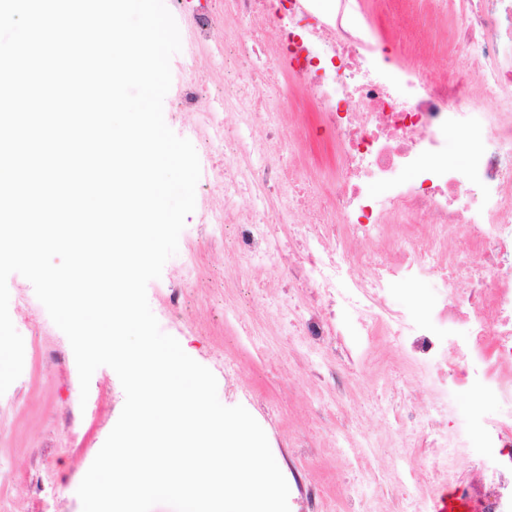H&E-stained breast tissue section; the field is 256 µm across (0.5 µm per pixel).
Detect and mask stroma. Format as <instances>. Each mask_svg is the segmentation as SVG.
<instances>
[{"label":"stroma","mask_w":512,"mask_h":512,"mask_svg":"<svg viewBox=\"0 0 512 512\" xmlns=\"http://www.w3.org/2000/svg\"><path fill=\"white\" fill-rule=\"evenodd\" d=\"M225 34L234 51L223 73L226 80L236 81L255 62L250 26L240 20ZM307 135L306 149L284 154L283 160L296 166L301 183L318 195L329 187L322 167L331 160L333 148L321 128H308ZM264 276L258 268L242 271L241 293L234 302L239 313L267 336L270 349L259 359L249 356L224 326V242L213 238L198 218L185 225L177 254L166 262L161 277L149 282L147 298L161 330L188 346L191 358L216 379H223L225 361L235 362L239 395L221 396V403L246 405L263 428L283 475L294 473L299 484L322 487L337 512L347 507L342 487L349 480L369 490L380 512H396L402 490L387 477L404 455L422 467L415 485L420 494L434 501L446 493V477L425 468L435 449H403L401 426L385 424L371 412L361 414L360 429L376 434L388 430L394 440L370 449L360 470L349 469L330 437L335 422L318 417L321 401L315 391L320 381L296 370L297 355L288 350L285 337L272 331L280 305L256 293ZM172 282L182 286L174 303L168 292ZM8 289L16 330L25 332L30 322L38 330L35 340L24 343L20 377L0 395V512H82L77 488L116 424L125 394L117 374L106 366L94 372L88 392H81L69 340L37 299L32 284L15 273L8 279ZM400 373L397 366L375 376L354 369L344 380L343 405H366L385 392L396 400L408 393L423 397V384H398ZM247 393L254 395V402L244 401ZM304 438L309 447H301Z\"/></svg>","instance_id":"35a3bbf8"}]
</instances>
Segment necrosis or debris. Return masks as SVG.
I'll return each instance as SVG.
<instances>
[{"label":"necrosis or debris","mask_w":512,"mask_h":512,"mask_svg":"<svg viewBox=\"0 0 512 512\" xmlns=\"http://www.w3.org/2000/svg\"><path fill=\"white\" fill-rule=\"evenodd\" d=\"M181 16L192 64L176 71L177 102L196 114L185 133L207 147L202 187L224 185L223 206L205 197L200 212L235 243L225 290L243 269L265 268L259 292L285 300L295 351L334 391L352 365L385 371L383 347L394 346L406 374L427 384V403L387 400L375 413L411 426L408 447H440L431 470L468 461L473 476L450 486L474 512H512V468L484 465L512 459V0H448L447 41L467 49L453 80L392 53L363 0H210ZM237 19L250 21L264 61L216 95L213 60L226 45L215 34ZM283 59L336 148L320 196L283 162L285 129L267 115ZM229 110L236 143L219 166L209 147ZM283 196L309 217L290 251L268 223ZM431 282L442 292L428 317L390 305ZM467 393L477 397L467 423L452 425L451 403Z\"/></svg>","instance_id":"necrosis-or-debris-1"}]
</instances>
